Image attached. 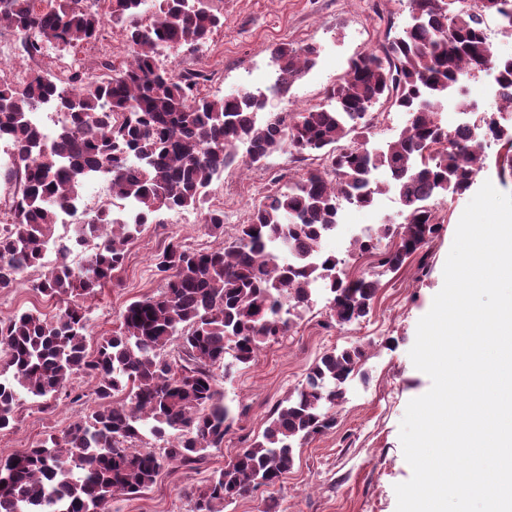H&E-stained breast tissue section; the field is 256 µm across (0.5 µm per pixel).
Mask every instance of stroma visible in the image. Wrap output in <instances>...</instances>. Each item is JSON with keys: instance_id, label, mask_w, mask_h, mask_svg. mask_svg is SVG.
I'll use <instances>...</instances> for the list:
<instances>
[{"instance_id": "stroma-1", "label": "stroma", "mask_w": 512, "mask_h": 512, "mask_svg": "<svg viewBox=\"0 0 512 512\" xmlns=\"http://www.w3.org/2000/svg\"><path fill=\"white\" fill-rule=\"evenodd\" d=\"M214 6L223 15L222 26L198 52L166 57V65L204 72L207 79L198 86L200 94L221 97L265 88L278 45H315V65L284 100L275 102L278 112L326 103L328 91L347 72L351 59L384 42L388 30H401L410 16L409 0H214ZM119 40L117 29L108 24L94 43L68 50L50 45L31 59L18 36L4 27L0 76L19 82L32 73H58L74 65L98 74L107 62L119 69L128 57L127 51H113ZM307 167V162L282 153L273 154L258 169L248 171L236 164L213 182L210 196L234 197L247 211L271 189L272 176L295 178ZM469 201L466 195L432 199L444 226L442 236L431 244L426 258L412 257L398 271L382 274L373 257L354 251L352 240L360 230L400 223L399 201L384 195L368 208L345 206L342 224L323 239L322 248L344 261L350 273L378 274L381 288L370 314L359 323L336 325L330 318L328 294L316 290L312 307L297 312L288 336L267 344L251 363L219 375L224 401L236 417L223 447L210 449L199 469L163 467L155 484L142 494L113 499L112 512H191L196 495L213 473L262 435L276 406L302 383L320 356L352 346L363 349L365 362L349 386L335 427L299 445L293 468L279 483L237 499L224 512H396L394 487L412 475L399 438L400 423L408 402L431 387L430 378L414 367L409 351L419 319L443 287L445 261ZM172 236L192 248L214 242L196 212L161 213L158 223L148 225L129 245L113 283L88 302L90 344L111 333L127 304L158 293L161 282L153 256ZM40 276V271L29 272L16 288L0 292V316L51 309V301L32 288ZM82 412L81 406L64 397L50 413L25 399L16 429L0 433V457L31 447L48 432L63 430Z\"/></svg>"}]
</instances>
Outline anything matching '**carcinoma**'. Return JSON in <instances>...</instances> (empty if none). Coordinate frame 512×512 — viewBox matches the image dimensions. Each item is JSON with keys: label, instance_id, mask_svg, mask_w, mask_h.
<instances>
[{"label": "carcinoma", "instance_id": "carcinoma-1", "mask_svg": "<svg viewBox=\"0 0 512 512\" xmlns=\"http://www.w3.org/2000/svg\"><path fill=\"white\" fill-rule=\"evenodd\" d=\"M109 2L102 14L82 0H43L41 7L36 0H0V25L20 37L30 57L48 44L89 43L108 22L121 25L132 49L120 70L105 64V72L85 77L37 73L20 86L0 80V142L18 160L4 174L14 191L4 202L12 223L0 227V291L43 268L32 288L62 304L0 319V432L18 423L23 396L50 411L76 375L96 379L90 400L73 397L86 405L82 416L0 459V512H112V499L150 488L164 463H202L235 423L216 379L226 356L245 365L289 335L291 310L310 306L319 279L336 324L370 313L379 280L346 273L321 247L343 204L368 207L379 194L398 196L403 222L353 243L398 270L440 232L429 201L462 195L474 184L487 140L451 137L437 121L458 89V70L493 66L504 86L499 111L512 112V57L487 54L484 32L489 15L512 31V0H410L411 22L352 60L327 104L286 117L271 112L263 123L258 112L286 96L314 64L316 47L277 48L276 76L264 91L193 97L203 74L177 73L160 56L207 43L223 18L212 0H154L152 12L147 0ZM148 12L149 22L139 21ZM378 105L408 113L411 122L395 140L370 149L368 116ZM40 111L62 112L65 120L48 133L35 119ZM487 127L491 139L512 150V127L494 120ZM241 143L248 145L245 165L287 153L315 154L325 167L270 190L229 246L194 251L171 238L153 258L163 289L129 303L112 335L89 350L84 301L113 282L128 246L161 212L192 208L208 231H223L224 210L208 204V191L236 161ZM380 168L389 181L374 180ZM99 174L110 180L112 201L129 206L122 220L104 205L74 225L72 236L55 235L61 214L85 206L82 189ZM384 239L391 246L381 251ZM76 246L91 248L80 263L70 260ZM51 249L56 258L48 266ZM175 342L172 361L166 352ZM363 362L359 347L325 352L273 411L261 438L212 476L193 512H223L290 472L295 445L336 426L345 384ZM169 431L177 435L159 456L149 438Z\"/></svg>", "mask_w": 512, "mask_h": 512}]
</instances>
